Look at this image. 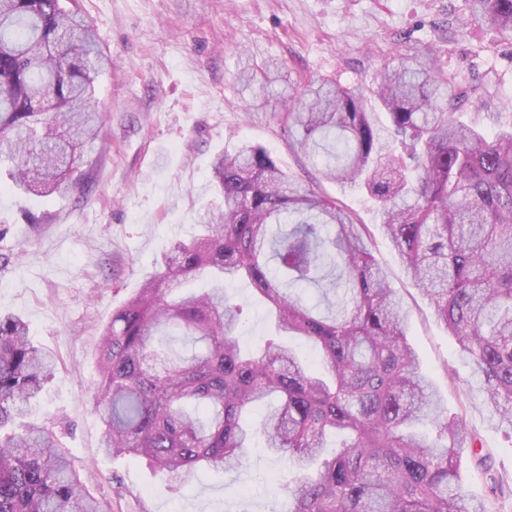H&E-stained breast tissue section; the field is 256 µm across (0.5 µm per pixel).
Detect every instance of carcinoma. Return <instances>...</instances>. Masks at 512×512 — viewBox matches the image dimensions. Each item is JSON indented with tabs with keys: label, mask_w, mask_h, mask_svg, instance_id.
<instances>
[{
	"label": "carcinoma",
	"mask_w": 512,
	"mask_h": 512,
	"mask_svg": "<svg viewBox=\"0 0 512 512\" xmlns=\"http://www.w3.org/2000/svg\"><path fill=\"white\" fill-rule=\"evenodd\" d=\"M71 3L0 0V164L10 186L39 197L69 189L105 124L96 85L112 60ZM469 5L512 45V0ZM372 93L392 145L377 146L361 91L321 81L287 105L300 129L292 146L344 187L365 176L404 270L512 427V130L458 122L469 92L428 50L380 70ZM212 170L222 202L196 237L169 244L101 334L95 409L106 453L186 481L199 468L243 470L259 439L290 464L288 512H491L511 499L408 343L367 225L259 145L217 154ZM198 277L213 286L184 288ZM242 278L279 331L317 346L316 362L274 339L241 348L243 307L224 284ZM172 330L190 339L189 354L172 347ZM55 369L28 324L0 314V512H101L52 428L24 422ZM265 403L274 408L247 426ZM464 448L485 475L480 500L460 475Z\"/></svg>",
	"instance_id": "cac0c4a2"
}]
</instances>
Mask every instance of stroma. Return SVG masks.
<instances>
[{"instance_id": "1", "label": "stroma", "mask_w": 512, "mask_h": 512, "mask_svg": "<svg viewBox=\"0 0 512 512\" xmlns=\"http://www.w3.org/2000/svg\"><path fill=\"white\" fill-rule=\"evenodd\" d=\"M112 70L97 97L107 114L72 175L84 191L37 197L0 191V312L20 315L30 338L58 359L28 421L55 425L87 491L105 512H264L286 464L264 448L226 476L197 471L187 482L101 448L93 409L101 331L172 237L194 234L214 201L211 164L224 148L263 146L288 175L335 198L368 226L373 252L400 295L406 334L449 413L481 441L512 483V432L486 410L481 382L432 305L407 278L380 228L376 202L359 187L323 180L291 148L298 130L285 104L307 81L374 87L383 67L432 49L444 76L474 88L463 122L512 127V46L471 18L465 0H80ZM276 60L259 88L243 73ZM233 291L244 307L241 344L274 334L252 285Z\"/></svg>"}]
</instances>
